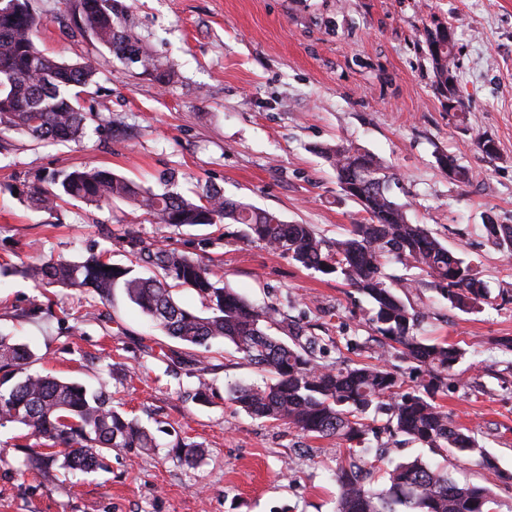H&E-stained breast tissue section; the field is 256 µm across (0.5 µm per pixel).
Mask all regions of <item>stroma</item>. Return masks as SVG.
<instances>
[{"label":"stroma","mask_w":512,"mask_h":512,"mask_svg":"<svg viewBox=\"0 0 512 512\" xmlns=\"http://www.w3.org/2000/svg\"><path fill=\"white\" fill-rule=\"evenodd\" d=\"M45 54L95 60L81 97L101 118L121 115L82 142L36 144L0 134V333L30 346L28 372L105 386L129 416L156 437L143 453L110 451V468L69 475L68 487L24 470L15 450L23 434L0 427V512H336L341 443L311 439L249 416L230 400L231 382L259 380L232 345L189 347L155 329L125 298L108 305L79 290L39 287L26 267L43 257L83 260L106 253L129 265L138 238L170 244L214 265L226 287L326 339L322 363H373L378 336L370 300L331 276L306 269L242 236L239 224L168 227L117 202L79 201L32 209L37 176L90 163L163 192L206 186L226 197L313 225L325 239L361 219L325 148L345 142L395 173L391 195L409 219L457 251L490 292L481 312L450 308L430 288L402 291L423 312L416 333L464 352L438 402L471 428L501 472L498 512H512V259L486 236L485 222L512 224V0H115L125 29L170 78L159 81L81 31L76 0H28ZM441 22L456 29V72L465 112L452 116L436 91L422 33ZM492 137L495 156L473 145ZM457 153L472 184L451 182L437 163ZM42 312L31 315L34 306ZM78 310L80 332L63 321ZM211 390L194 399L198 366ZM202 445L188 466L178 440ZM394 461L444 466L461 483L489 474L475 462L401 440Z\"/></svg>","instance_id":"35a3bbf8"}]
</instances>
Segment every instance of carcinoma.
<instances>
[{
  "label": "carcinoma",
  "mask_w": 512,
  "mask_h": 512,
  "mask_svg": "<svg viewBox=\"0 0 512 512\" xmlns=\"http://www.w3.org/2000/svg\"><path fill=\"white\" fill-rule=\"evenodd\" d=\"M11 12L0 13V131L24 133L40 142H79L93 113L84 110L80 92L96 74V63L56 60L39 50L34 33L39 21L26 0H9ZM83 28L124 58L147 62L143 46L121 30L112 0H79ZM435 89L448 110L463 111L456 75L455 28L435 24L424 31ZM337 179L364 188L348 193L365 213L344 237L328 241L310 224H287L271 211L224 197L206 186L192 197L168 191L154 194L135 182L96 166L37 178L27 198L35 209L49 210L67 198L98 206L123 200L144 211L158 224L185 226L222 224L245 226V238L267 247L307 269L333 275L371 299L372 322L381 336L380 355L422 368V378L408 385L379 364L326 367L318 363L322 339L299 326L287 328L288 340L272 334L283 321L271 308H259L224 286L222 276L203 261L167 245L138 242L136 259L156 269L145 278L132 266L109 270L103 255L91 252L82 261L46 258L27 268L42 286L91 290L103 302L121 288L127 299L166 336L187 346H207L213 340L232 344L248 364L266 374L261 383L234 384L230 399L256 418L287 424L312 438L334 436L349 444L348 457L336 466V512H496L493 483L461 484L448 472L421 460L399 462L387 471L386 485L368 486L361 453L368 437L380 432L476 459L498 474L474 432L455 421L437 402L447 390L448 371L462 358L460 348L414 332L419 311L392 287L398 276L387 272L390 262L416 270L407 288L436 286L450 307L476 312L489 303L486 284L465 258L452 253L423 225L414 224L389 196L387 167L349 144L326 151ZM450 180L468 185L473 171L453 155L437 157ZM487 237L512 254V225L486 224ZM194 291L205 304L200 315L182 306L174 288ZM34 357L32 350L0 335V427L19 425L38 439L18 448L23 466L51 478L108 469L114 448L155 447L153 434L113 405L112 394L51 374L32 373L7 385ZM178 459L193 465L201 445L178 442Z\"/></svg>",
  "instance_id": "obj_1"
}]
</instances>
